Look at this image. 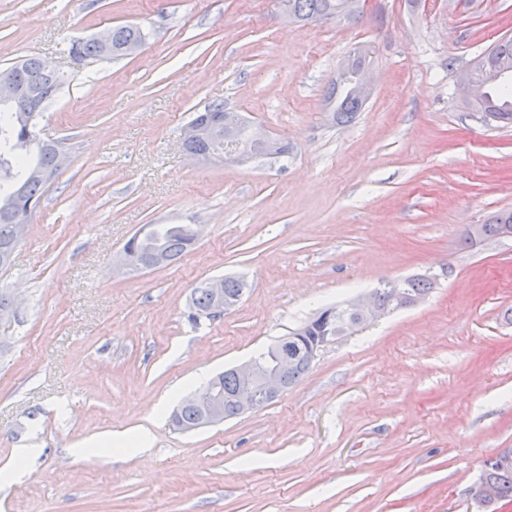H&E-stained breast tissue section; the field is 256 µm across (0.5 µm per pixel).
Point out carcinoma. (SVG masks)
<instances>
[{
	"instance_id": "cac0c4a2",
	"label": "carcinoma",
	"mask_w": 512,
	"mask_h": 512,
	"mask_svg": "<svg viewBox=\"0 0 512 512\" xmlns=\"http://www.w3.org/2000/svg\"><path fill=\"white\" fill-rule=\"evenodd\" d=\"M291 21L310 23L331 18L356 19L353 0H288ZM145 34L137 25H124L112 29L111 49L105 50L96 40L78 38L71 42L70 53L79 58H120L132 44L142 45ZM502 62L512 64V38L503 37L484 54L470 64L466 73L485 86L495 85L491 72ZM28 92L30 110H42L61 85L58 77L46 73L38 58H28L12 65L4 73ZM326 101L335 122L346 123L361 111L366 99L358 93L352 77L337 80L327 91ZM499 118L505 126L512 125V96L503 93L487 94L482 104L476 108ZM254 125L249 122L237 131L235 142L249 146L256 155H266V144L253 136ZM56 141L30 138L29 131L17 122L15 114L0 106V201H11V207L0 210V269L11 265V254L17 245L16 225L26 224L30 213L28 208H36L43 190L49 182L41 179L36 171L53 165ZM187 151L195 154L216 153L224 150V143L216 140H193L184 144ZM507 226L512 227V211H502L493 215L482 225L483 236L498 237ZM194 239L189 224H148L129 238L124 244L132 259L152 266L155 257L161 264L170 265L178 261L192 246ZM408 293L410 304L421 301L433 288V282L426 276L408 277L402 280ZM247 284L234 277L224 279V300H241ZM215 304L213 291L203 282L194 288L192 307L196 315L206 317ZM353 326L351 316L345 306L327 308L297 329L288 332L253 361L266 369L272 364V352L283 344H288V369L283 372L284 386L288 387L300 380L312 367L311 358L305 347L320 344L325 338H338L347 335ZM210 385L222 393L224 398V418L241 414L236 393L242 388L243 380L235 369H228L215 376ZM206 420V408L194 403L190 398L183 399L171 416L175 429L192 431L201 428ZM484 479L493 486L498 497L512 502V462L504 463L500 455L486 460L481 471Z\"/></svg>"
}]
</instances>
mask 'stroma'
I'll list each match as a JSON object with an SVG mask.
<instances>
[{"mask_svg":"<svg viewBox=\"0 0 512 512\" xmlns=\"http://www.w3.org/2000/svg\"><path fill=\"white\" fill-rule=\"evenodd\" d=\"M130 24L147 35L134 55L69 52ZM506 35L512 0H363L356 20L306 25L276 0H0V72L56 68L37 129L68 155L0 270V289L25 288L0 324V470L16 474L0 512H476L468 486L512 448V237H466L512 210V126L470 111L457 70ZM357 52L374 86L337 125L323 97ZM218 102L287 156L191 161L182 131ZM147 224L205 231L174 264L117 271ZM429 272L424 300L328 343L275 401L170 425L196 373ZM225 275L246 295L193 321V288ZM141 427L147 451L105 442Z\"/></svg>","mask_w":512,"mask_h":512,"instance_id":"1","label":"stroma"}]
</instances>
